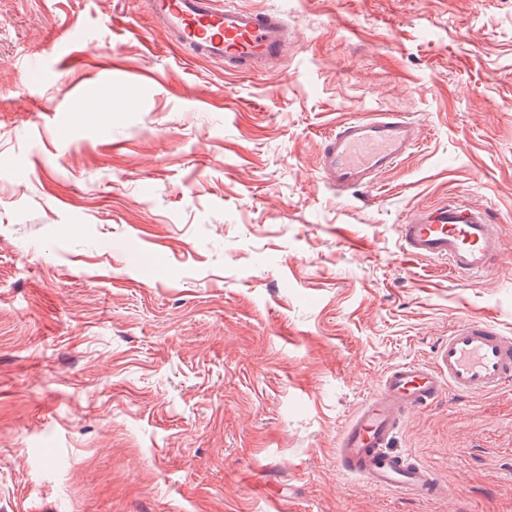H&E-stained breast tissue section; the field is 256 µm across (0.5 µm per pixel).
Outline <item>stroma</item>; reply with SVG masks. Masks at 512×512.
Wrapping results in <instances>:
<instances>
[{"mask_svg":"<svg viewBox=\"0 0 512 512\" xmlns=\"http://www.w3.org/2000/svg\"><path fill=\"white\" fill-rule=\"evenodd\" d=\"M242 2L292 28L280 69L187 58L143 0H0V512H512V385L399 431L450 497L335 452L454 323L512 335V0ZM72 29L89 65L61 71ZM102 58L111 117L58 123ZM375 112L419 143L336 194L319 145ZM454 202L498 224L493 273L403 255L398 224ZM97 68L101 90L100 101L103 103L112 97V77L121 72V68L115 61L102 62Z\"/></svg>","mask_w":512,"mask_h":512,"instance_id":"stroma-1","label":"stroma"}]
</instances>
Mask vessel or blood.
Returning a JSON list of instances; mask_svg holds the SVG:
<instances>
[{"label":"vessel or blood","mask_w":512,"mask_h":512,"mask_svg":"<svg viewBox=\"0 0 512 512\" xmlns=\"http://www.w3.org/2000/svg\"><path fill=\"white\" fill-rule=\"evenodd\" d=\"M146 5L173 46L190 58L222 64L228 72L271 70L290 41L283 17L237 0L222 6L216 0H146ZM419 137L418 125L399 112L345 120L320 144L318 176L340 195L371 187L410 154ZM397 232L405 256L444 261L455 277L489 273L500 254L499 234L479 207L428 209L398 225ZM511 383L512 336L485 319L459 321L431 364L405 361L384 375L339 434L336 462L344 473L379 489L427 499L447 495L435 472L394 450L400 427L410 413L446 395H484Z\"/></svg>","instance_id":"1"}]
</instances>
